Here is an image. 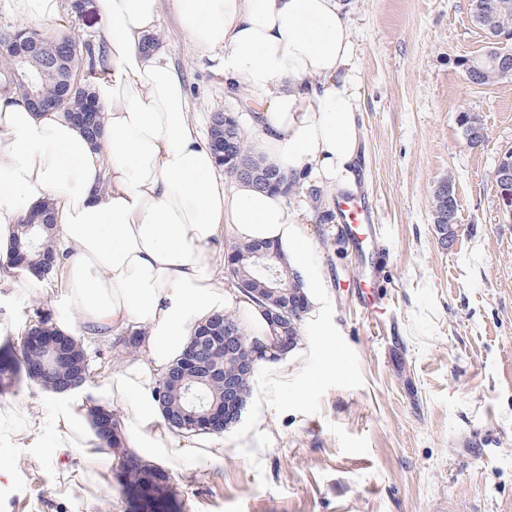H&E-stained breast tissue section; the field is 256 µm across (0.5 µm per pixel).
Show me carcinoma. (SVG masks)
Masks as SVG:
<instances>
[{"label": "carcinoma", "mask_w": 512, "mask_h": 512, "mask_svg": "<svg viewBox=\"0 0 512 512\" xmlns=\"http://www.w3.org/2000/svg\"><path fill=\"white\" fill-rule=\"evenodd\" d=\"M480 11L475 25L481 29L491 28L502 36L512 37V0H479ZM101 58L88 45H81L65 31L52 38L45 37L40 30L32 27H15L0 33V93L16 94L25 103H30L31 94L38 95L42 105L37 111L56 110L69 116H84L80 128L93 141L101 140L103 124L101 108L92 94L91 80H76L80 72L93 74L98 69ZM503 63L484 60L474 70V76L468 77L470 83L479 86L496 84L501 81ZM210 142L224 140V113L214 112L209 120ZM219 166L231 179L251 184L256 188L274 189L276 185H260L268 174L280 172V169L264 159L255 156L246 141H241L236 149L235 160H224V153L213 151ZM433 224L437 233L448 232V204L444 197L433 195ZM52 226L50 207L44 206L31 211L16 225L11 242L10 260L34 271L39 277H47L57 264V256L47 237ZM272 251L274 245L269 242L255 241L245 246H235L228 253L227 267L230 277L237 287L258 295L273 298L267 292L269 288L291 290L301 294L297 277L290 271L280 253L274 252L270 259V272L258 270L256 254L262 250ZM232 324L238 334L247 342L251 341L238 319L232 314H220L210 320L207 333L212 336L224 335V323ZM28 336L44 338L54 337L56 333L49 326V318L38 315L32 320ZM43 363L44 371L40 382L48 389L60 391L78 387L91 378L87 356L75 341H70L63 356L50 355L44 347L24 348L21 350V364ZM218 365L223 375L202 384L203 397L209 405L224 402V378L240 380L243 397L250 392L249 378L242 375L239 361L234 357H225L219 361L209 355L197 359L196 371L205 375L213 365ZM162 410L173 428H178L173 413L186 406L187 394L185 380L170 373L160 379L156 389Z\"/></svg>", "instance_id": "1"}]
</instances>
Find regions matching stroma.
I'll return each instance as SVG.
<instances>
[{"mask_svg":"<svg viewBox=\"0 0 512 512\" xmlns=\"http://www.w3.org/2000/svg\"><path fill=\"white\" fill-rule=\"evenodd\" d=\"M65 9L60 27L96 43L101 0ZM356 26L364 92L358 184L390 253L383 292L396 329L370 332L357 302L367 255L343 224L317 241L332 286L323 336H304L288 360L279 432L255 435L248 417L224 432V458L196 462L194 479L167 473L172 512H512V223L492 174L512 147V80L476 86L459 59L483 53L470 0H343ZM155 36L201 121L237 101L169 9ZM478 115L487 141L465 144L460 113ZM452 178L457 236L441 248L435 186ZM53 292L0 288V328L52 313ZM0 424V512H69L90 494L100 512H149L116 480L60 485L43 458L16 448Z\"/></svg>","mask_w":512,"mask_h":512,"instance_id":"stroma-1","label":"stroma"}]
</instances>
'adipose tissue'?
<instances>
[{"mask_svg":"<svg viewBox=\"0 0 512 512\" xmlns=\"http://www.w3.org/2000/svg\"><path fill=\"white\" fill-rule=\"evenodd\" d=\"M183 31L243 112L257 155L302 184L356 187L363 93L353 22L342 0H169ZM9 14L52 34L65 0H0ZM160 0H102L99 39L107 60L93 94L104 134L92 142L60 112H34L0 96V282L39 292L42 281L9 260L16 224L50 204L59 291L53 327L84 347L137 334V355L94 369L83 387L53 394L51 413L26 402L19 448L47 447L58 478L88 473L107 482L125 457L192 481L183 464L220 461L224 437L170 429L155 397L158 380L215 315L235 313L265 352L251 376L252 427L273 435L269 417L288 385V356L262 305L230 283L210 253L223 242L273 243L304 293L307 329L322 336L331 281L315 226L330 208L292 202L228 178L166 54L149 47ZM120 412L123 453L94 424Z\"/></svg>","mask_w":512,"mask_h":512,"instance_id":"ef3b65f1","label":"adipose tissue"}]
</instances>
